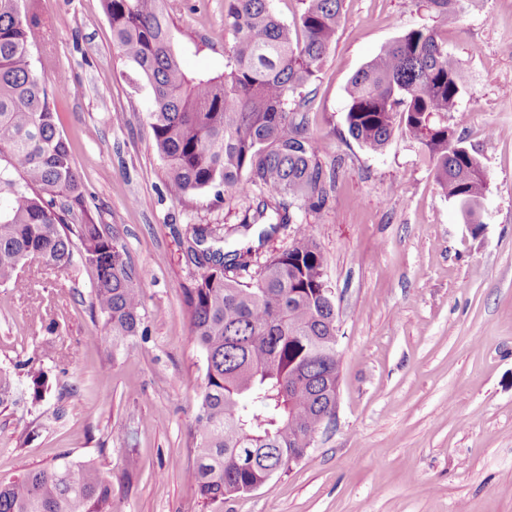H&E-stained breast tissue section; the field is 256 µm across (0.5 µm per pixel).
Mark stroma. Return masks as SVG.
Returning <instances> with one entry per match:
<instances>
[{
    "label": "stroma",
    "mask_w": 512,
    "mask_h": 512,
    "mask_svg": "<svg viewBox=\"0 0 512 512\" xmlns=\"http://www.w3.org/2000/svg\"><path fill=\"white\" fill-rule=\"evenodd\" d=\"M32 7L47 29L34 57L68 78L57 124L93 215L120 235L142 280L146 333L113 350L90 307L94 273L78 260L62 270L27 265L23 292L0 285V372L16 393L0 403V480L66 455L101 467L112 512H207L187 477L205 385L184 306L199 275L188 242L195 228L223 229L224 248L252 251L247 282L293 230L264 238L261 225L241 229L252 196L172 199L150 88L114 44L103 0ZM167 9L183 66L222 72L233 41L224 0H168ZM423 26L440 28L465 75L463 141L487 182L476 236L418 143L398 130L373 153L344 122L352 74ZM304 92L308 131L336 168L326 205L297 211L335 293L336 421L308 459L222 512H512V0H463L450 27L423 0H343L332 47ZM43 296L52 299L45 310ZM33 372L45 378L36 402Z\"/></svg>",
    "instance_id": "stroma-1"
}]
</instances>
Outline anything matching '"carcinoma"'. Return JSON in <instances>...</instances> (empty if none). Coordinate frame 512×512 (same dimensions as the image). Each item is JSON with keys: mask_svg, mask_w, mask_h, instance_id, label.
<instances>
[{"mask_svg": "<svg viewBox=\"0 0 512 512\" xmlns=\"http://www.w3.org/2000/svg\"><path fill=\"white\" fill-rule=\"evenodd\" d=\"M165 2L104 0V7L115 44L150 87V127L170 196L247 195L257 187L256 218L274 220L264 236L295 223L296 202L322 208L336 170L322 163L308 132L302 89L329 53L343 0H299L292 27L270 0H224L234 32L224 71L197 75L182 66ZM425 2L452 23L462 0ZM42 28L23 0H0V283L24 291L26 265L70 266L78 240L82 263L95 273L91 307L115 349L140 332L143 287L125 244L91 215L56 122L64 87L38 73L31 55ZM463 88L440 32L411 30L350 77L345 123L375 153L400 126L432 158L442 192L479 224L483 167L463 146L462 122L448 124ZM206 239V230H193L189 253L202 272L184 292L206 362L190 480L206 504L221 507L288 470L291 458L310 456L315 432L336 413L339 336L324 258L308 227L298 225L251 283L234 276L248 268L246 253L204 248ZM0 512H112V484L96 463L63 456L1 481Z\"/></svg>", "mask_w": 512, "mask_h": 512, "instance_id": "cac0c4a2", "label": "carcinoma"}]
</instances>
